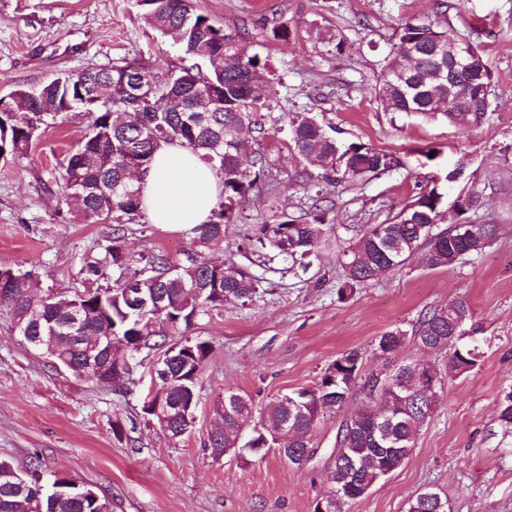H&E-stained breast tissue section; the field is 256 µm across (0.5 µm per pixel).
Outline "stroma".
<instances>
[{
    "label": "stroma",
    "mask_w": 512,
    "mask_h": 512,
    "mask_svg": "<svg viewBox=\"0 0 512 512\" xmlns=\"http://www.w3.org/2000/svg\"><path fill=\"white\" fill-rule=\"evenodd\" d=\"M225 30L241 33L269 59L273 79L263 94V133H251L266 156L260 196H249L224 242L209 258L245 269L261 286L247 305L195 319L165 342L192 339L212 346L199 379L191 431L171 438L146 422L151 364L159 350L138 355L132 389L74 377L54 366L15 332L0 311V457L28 468L39 457L44 484L66 475L91 485L112 512H313L350 400L327 413L311 439L317 453L304 468L276 454L245 464L216 456L206 443L225 390L256 404L312 385L344 352L364 354L367 371L384 362L373 351L388 330H411L448 302L467 303L483 349L469 375L448 373L447 353L407 344L403 357L429 362L444 383L438 409L417 434L409 460L346 512H406L409 498L430 487L450 512H512V434L497 423L500 394L512 387V0H194ZM136 0H0V96L15 85L74 76L93 65L139 59L164 72L180 63L172 38L147 29ZM434 24L485 49L493 72L491 106L477 127L424 121L383 111L373 88L404 24ZM316 117L338 140L365 144L391 159L390 168L355 182L326 185L294 150L289 122ZM89 117L72 111L42 127L30 155L0 161V266L32 272L40 290L80 288L108 224H78L52 173L87 132ZM465 161L448 185L449 167ZM437 189L444 206L455 193L479 197L467 214L495 224L484 251L452 268L428 267L423 254L357 288L340 301L339 257L370 224L390 222L420 192ZM321 219L312 266L240 250L259 224ZM187 232L129 224L130 251L179 257Z\"/></svg>",
    "instance_id": "stroma-1"
}]
</instances>
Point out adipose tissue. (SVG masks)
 <instances>
[{
  "mask_svg": "<svg viewBox=\"0 0 512 512\" xmlns=\"http://www.w3.org/2000/svg\"><path fill=\"white\" fill-rule=\"evenodd\" d=\"M139 183L142 208L151 223L171 230L207 222L221 190L216 172L178 145L160 149Z\"/></svg>",
  "mask_w": 512,
  "mask_h": 512,
  "instance_id": "ef3b65f1",
  "label": "adipose tissue"
}]
</instances>
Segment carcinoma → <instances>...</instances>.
I'll list each match as a JSON object with an SVG mask.
<instances>
[{
  "label": "carcinoma",
  "mask_w": 512,
  "mask_h": 512,
  "mask_svg": "<svg viewBox=\"0 0 512 512\" xmlns=\"http://www.w3.org/2000/svg\"><path fill=\"white\" fill-rule=\"evenodd\" d=\"M142 19L152 31L176 35L181 46L178 70L161 77L138 59H122L110 66L93 67L76 76L53 77L36 87L18 86L0 102V159L20 160L27 156L41 126L47 119L72 109L91 117L88 132L78 147L59 162L53 176L57 190L65 197L78 192L75 210L79 224H111L112 233L99 242L102 257L88 265L96 279L112 280L97 288L62 291L49 289L36 296L31 291L29 271L0 267V280L11 289L10 303L4 305L14 321H25L29 336H52V359L66 365L78 378L105 382L88 368L95 352L89 350L92 337L111 333L112 363L124 361L126 352L152 350L163 328L190 327L195 318L224 307L245 304L257 293L260 280L248 271L223 275L206 261L205 252L224 243V225L233 223L242 203L261 192L259 171L264 155L253 152L251 173L241 165L240 130L262 125L265 102L257 94L260 83L269 81L268 60L251 53L235 32H226L206 15L195 11L193 0H137ZM451 33L431 24L407 23L394 43L390 61L413 64V87L392 85L381 79L375 97L386 112L435 115V102L448 98V90L435 80L436 46ZM474 62L485 71L483 89L472 86L471 75L455 76L459 100L442 110L448 122L478 126L490 108L491 67L480 45H473ZM291 141L297 153L319 170L321 181L333 185L343 180H360L390 164L388 155L364 144L341 142L330 136L313 117L301 115L290 123ZM180 145L213 168L224 185L209 221L191 229L189 247L173 260L163 253L135 258L124 250L125 224L145 223L140 187L129 179L132 169L145 171L163 146ZM442 195L432 188L418 194L397 213L393 222L367 227L351 248L343 252L340 264L344 281L338 288L342 300L355 288L375 279L374 271H387L408 262L422 247L431 268L452 267L477 255L496 237V224H478L468 238L458 236L454 226L425 235L423 225L440 223ZM323 233L322 225L289 219L280 224H259L244 248H261L292 266L305 270ZM158 298L163 308L151 313L157 328L150 331L138 324L134 313L136 294ZM471 324L472 312L462 301L424 315L412 328L419 349L448 352L456 376L472 372L483 352L477 344L448 340L460 319ZM407 341L400 328L385 332L374 350L385 352L393 364L380 377L364 369L362 353L350 350L336 358L309 387L278 396L257 408L253 399L234 390L224 391L222 426L209 435L208 447L216 455L227 452L243 463L262 458L266 440L282 430L288 444L301 451L311 447V437L325 415L344 406L357 395L360 405L344 421L330 454L321 499L355 481L369 485L380 481L383 466L395 470L409 458L414 439L441 402L443 388L431 400L414 396L423 375L410 368L414 360L399 357ZM168 372L158 376V392L172 418L158 426L173 438L180 430L179 410H195L198 377L211 352L205 341H186L168 348ZM258 414L261 431L248 439L241 437L242 422ZM499 427L512 432V390L502 394L498 405ZM14 468L0 459V512H112L108 499L93 494L79 500L67 488V479L57 478L52 489L41 484L38 464L9 482L3 471ZM407 512H448V501L431 488L412 495Z\"/></svg>",
  "instance_id": "carcinoma-1"
}]
</instances>
